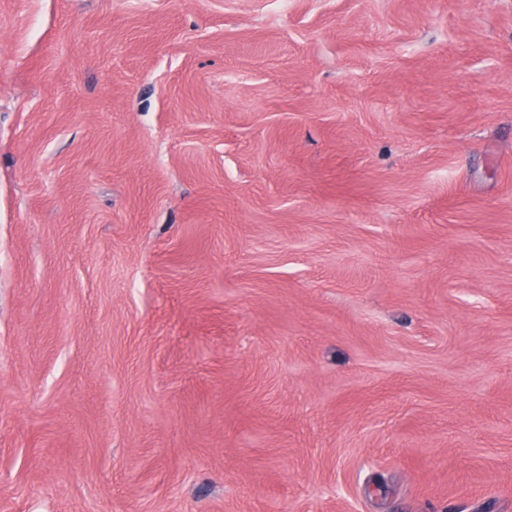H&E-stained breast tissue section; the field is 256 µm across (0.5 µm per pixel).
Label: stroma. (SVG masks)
<instances>
[{
	"label": "stroma",
	"instance_id": "35a3bbf8",
	"mask_svg": "<svg viewBox=\"0 0 512 512\" xmlns=\"http://www.w3.org/2000/svg\"><path fill=\"white\" fill-rule=\"evenodd\" d=\"M0 512H512V0H0Z\"/></svg>",
	"mask_w": 512,
	"mask_h": 512
}]
</instances>
